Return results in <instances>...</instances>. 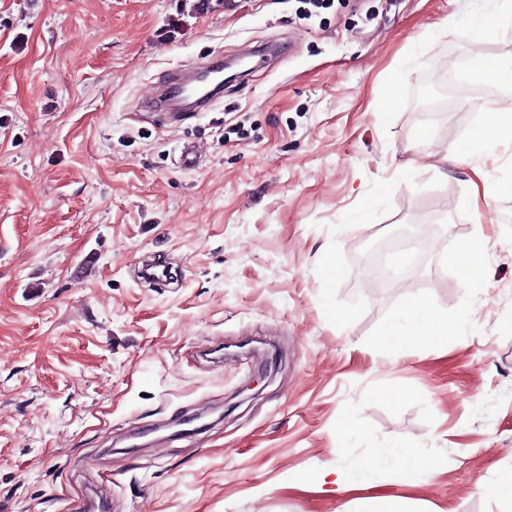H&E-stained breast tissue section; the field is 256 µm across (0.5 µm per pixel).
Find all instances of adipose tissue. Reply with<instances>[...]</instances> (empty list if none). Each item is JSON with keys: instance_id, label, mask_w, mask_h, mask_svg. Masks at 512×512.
Wrapping results in <instances>:
<instances>
[{"instance_id": "adipose-tissue-1", "label": "adipose tissue", "mask_w": 512, "mask_h": 512, "mask_svg": "<svg viewBox=\"0 0 512 512\" xmlns=\"http://www.w3.org/2000/svg\"><path fill=\"white\" fill-rule=\"evenodd\" d=\"M466 316L449 319L447 314L434 309L422 300L407 304L402 314L385 328L383 339L397 338L409 345H432L448 336L457 334L466 323ZM393 465L398 479L406 484L414 483L416 478L432 474L437 461L420 455L404 444L381 450L374 457L354 465L347 475H335L333 468H325L324 476L335 479L337 492H345L349 486L364 481L367 476L383 465Z\"/></svg>"}]
</instances>
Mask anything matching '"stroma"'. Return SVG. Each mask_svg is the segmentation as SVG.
<instances>
[{
  "label": "stroma",
  "mask_w": 512,
  "mask_h": 512,
  "mask_svg": "<svg viewBox=\"0 0 512 512\" xmlns=\"http://www.w3.org/2000/svg\"><path fill=\"white\" fill-rule=\"evenodd\" d=\"M270 39L294 48L208 109L137 116ZM480 54L512 59L507 0H0V512H512L483 492L512 467V141L467 146L512 89L433 83ZM421 224L372 287L371 248ZM415 296L467 331L380 345ZM399 441L438 471L321 485ZM224 79V57L217 56L198 66L189 79L182 70L171 72L162 82L157 83L151 98L144 102V108L149 112H169L167 122L175 123L185 112H174L173 104L176 99L187 92L193 93L196 99L191 103L204 106L216 99L222 91ZM483 252L484 247L479 240L464 243L458 248L460 268L471 282H475L481 274Z\"/></svg>",
  "instance_id": "35a3bbf8"
}]
</instances>
